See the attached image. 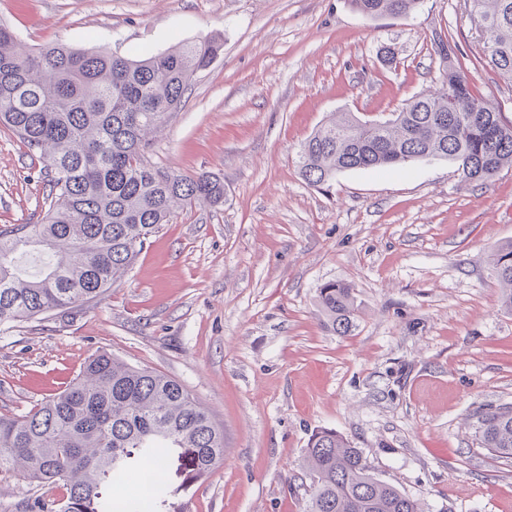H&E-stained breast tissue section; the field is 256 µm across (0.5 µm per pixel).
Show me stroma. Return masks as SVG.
I'll return each instance as SVG.
<instances>
[{
  "mask_svg": "<svg viewBox=\"0 0 512 512\" xmlns=\"http://www.w3.org/2000/svg\"><path fill=\"white\" fill-rule=\"evenodd\" d=\"M0 23L28 46L124 56L224 39L149 148L157 166L220 177L223 203L176 210L75 319L0 325L1 413L105 350L179 381L223 430V464L178 495L188 512H306L303 453L322 428L425 512H512V462L477 447L471 419L512 403V312L492 274L512 241V167L484 185L420 160L313 187L298 165L334 113L385 119L435 89L436 32L512 122V78L486 66L467 0L376 20L348 0H0ZM44 165L0 131V226L38 216ZM328 282L354 290L349 335L326 326ZM64 493L0 473V512Z\"/></svg>",
  "mask_w": 512,
  "mask_h": 512,
  "instance_id": "obj_1",
  "label": "stroma"
}]
</instances>
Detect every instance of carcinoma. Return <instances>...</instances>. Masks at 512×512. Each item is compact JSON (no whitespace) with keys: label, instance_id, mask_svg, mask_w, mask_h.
Segmentation results:
<instances>
[{"label":"carcinoma","instance_id":"carcinoma-1","mask_svg":"<svg viewBox=\"0 0 512 512\" xmlns=\"http://www.w3.org/2000/svg\"><path fill=\"white\" fill-rule=\"evenodd\" d=\"M367 19L409 15L419 0H349ZM486 65L512 76V0H468ZM224 41H185L131 59L65 45L33 51L0 26V127L32 155L46 157L44 212L33 224L0 227V325L52 314L74 318L105 295L134 264L147 239L175 208L224 202V182L152 164L148 134L175 112L194 75L219 57ZM448 57L439 89L407 101L392 117L349 112L317 129L299 152L304 180L319 186L353 169L401 167L423 157L457 166L486 183L512 166V124L477 96L462 63ZM47 256L28 273L19 259ZM493 274L500 303L512 311V242L498 248ZM329 327L347 335L355 322L353 288L318 292ZM475 438L512 461V403L483 404ZM185 485L224 461V432L208 408L177 380L134 367L107 351L93 355L59 395L21 415L0 414V473L59 485L50 512H186L165 478L171 457ZM152 464L148 494H128L130 459ZM310 476L307 512H423L418 500L377 478L361 449L329 429L304 449Z\"/></svg>","mask_w":512,"mask_h":512}]
</instances>
